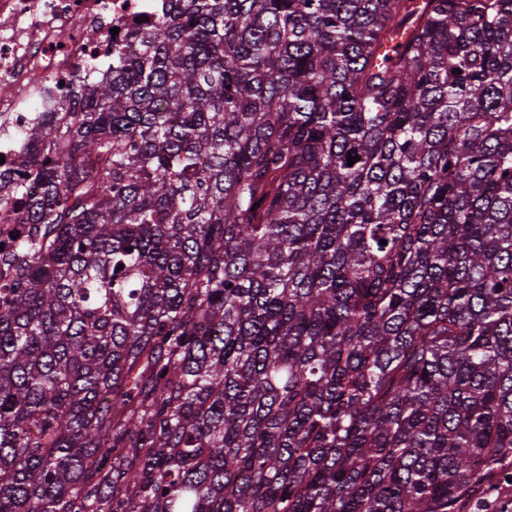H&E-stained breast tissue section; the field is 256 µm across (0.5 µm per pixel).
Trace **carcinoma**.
<instances>
[{"label":"carcinoma","instance_id":"obj_1","mask_svg":"<svg viewBox=\"0 0 512 512\" xmlns=\"http://www.w3.org/2000/svg\"><path fill=\"white\" fill-rule=\"evenodd\" d=\"M77 98L0 171V512L512 470V0H164Z\"/></svg>","mask_w":512,"mask_h":512}]
</instances>
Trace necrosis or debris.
Instances as JSON below:
<instances>
[{"mask_svg":"<svg viewBox=\"0 0 512 512\" xmlns=\"http://www.w3.org/2000/svg\"><path fill=\"white\" fill-rule=\"evenodd\" d=\"M160 0H0V122L18 127L30 99L51 89L71 104L69 85L90 64L107 69L113 30L154 16Z\"/></svg>","mask_w":512,"mask_h":512,"instance_id":"4bbe7bcc","label":"necrosis or debris"}]
</instances>
